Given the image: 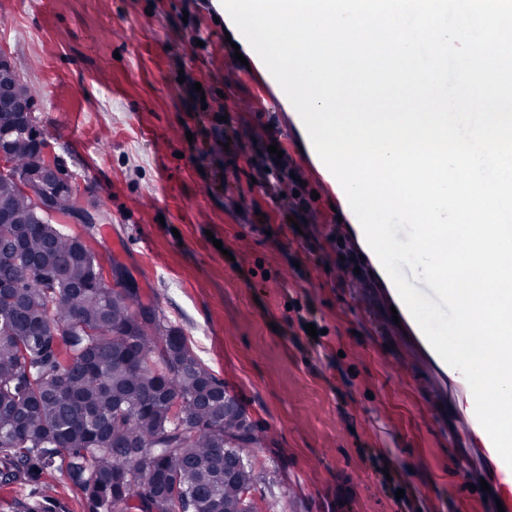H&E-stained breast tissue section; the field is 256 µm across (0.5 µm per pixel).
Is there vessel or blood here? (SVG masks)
<instances>
[{"label":"vessel or blood","mask_w":512,"mask_h":512,"mask_svg":"<svg viewBox=\"0 0 512 512\" xmlns=\"http://www.w3.org/2000/svg\"><path fill=\"white\" fill-rule=\"evenodd\" d=\"M455 387L457 411L464 416L470 434L476 442L472 455L480 468L489 473V496L491 499L500 500L506 512H512V467L502 460L488 434L479 424L475 415L473 394L467 380H459Z\"/></svg>","instance_id":"vessel-or-blood-1"}]
</instances>
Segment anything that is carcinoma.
Instances as JSON below:
<instances>
[{"label": "carcinoma", "instance_id": "carcinoma-1", "mask_svg": "<svg viewBox=\"0 0 512 512\" xmlns=\"http://www.w3.org/2000/svg\"><path fill=\"white\" fill-rule=\"evenodd\" d=\"M38 148L15 139L9 170ZM0 198L20 216L1 224L0 484L37 486L56 473L87 512H257L256 482L224 385L183 333L142 303L137 288H95L104 272L8 175ZM236 462L224 485V458Z\"/></svg>", "mask_w": 512, "mask_h": 512}]
</instances>
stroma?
<instances>
[{
  "label": "stroma",
  "instance_id": "obj_1",
  "mask_svg": "<svg viewBox=\"0 0 512 512\" xmlns=\"http://www.w3.org/2000/svg\"><path fill=\"white\" fill-rule=\"evenodd\" d=\"M0 54L36 90L44 155L73 175L103 265L182 331L252 423L261 512H493L462 475L475 442L452 381L434 380L394 323L338 182L216 0H0ZM205 102L228 116L237 171L201 135ZM272 144L310 199L298 231L276 220L282 195L251 182ZM42 499L87 512L59 475L0 486V512Z\"/></svg>",
  "mask_w": 512,
  "mask_h": 512
}]
</instances>
